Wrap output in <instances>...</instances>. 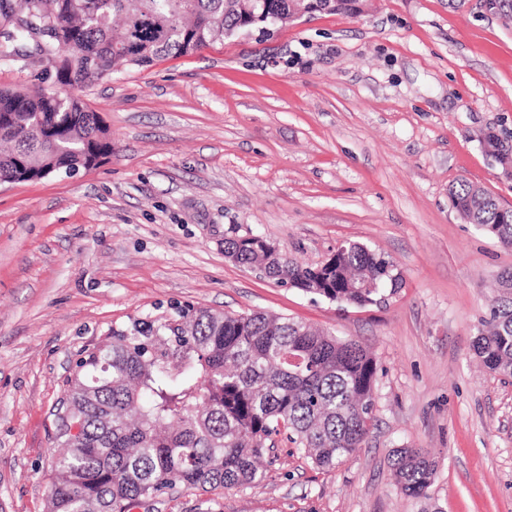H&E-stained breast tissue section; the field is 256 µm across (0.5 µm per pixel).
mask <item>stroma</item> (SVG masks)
Masks as SVG:
<instances>
[{
  "mask_svg": "<svg viewBox=\"0 0 512 512\" xmlns=\"http://www.w3.org/2000/svg\"><path fill=\"white\" fill-rule=\"evenodd\" d=\"M0 59V87L52 86ZM112 155L0 185V512H48L53 411L81 354L179 307L266 312L375 356L376 422L332 470L278 446L255 484L181 488L129 512H512V379L471 345L512 247L453 209L466 181L512 207L484 148L512 139V27L480 0H361L97 81ZM254 233L302 263L345 241L404 284L342 306L224 256ZM402 447L436 463L428 499L393 485Z\"/></svg>",
  "mask_w": 512,
  "mask_h": 512,
  "instance_id": "stroma-1",
  "label": "stroma"
}]
</instances>
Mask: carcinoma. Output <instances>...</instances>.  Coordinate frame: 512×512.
I'll list each match as a JSON object with an SVG mask.
<instances>
[{"label":"carcinoma","instance_id":"obj_1","mask_svg":"<svg viewBox=\"0 0 512 512\" xmlns=\"http://www.w3.org/2000/svg\"><path fill=\"white\" fill-rule=\"evenodd\" d=\"M312 14L325 0H13L18 11L52 23L48 63L54 88H0V181L47 170L71 174L90 158L112 156V137L77 95L114 73L192 55L256 18ZM512 20V0H486ZM30 31L0 29V58L20 52ZM32 119L40 136L20 129ZM487 147L512 162V142L492 134ZM453 208L512 247V209L485 190L451 186ZM224 252L264 277L340 304H374L404 277L384 254L353 242L322 266L274 252L254 234L224 238ZM472 344L476 358L512 378V271ZM183 323L135 320L76 363L62 412L80 421L76 437L56 430L58 454L50 512H127L129 505L180 487L232 489L261 479L272 436L324 470L362 447L374 425L377 362L364 346L312 325L262 312L227 314L191 306ZM401 494L428 498L435 462L421 448H398L390 462Z\"/></svg>","mask_w":512,"mask_h":512}]
</instances>
